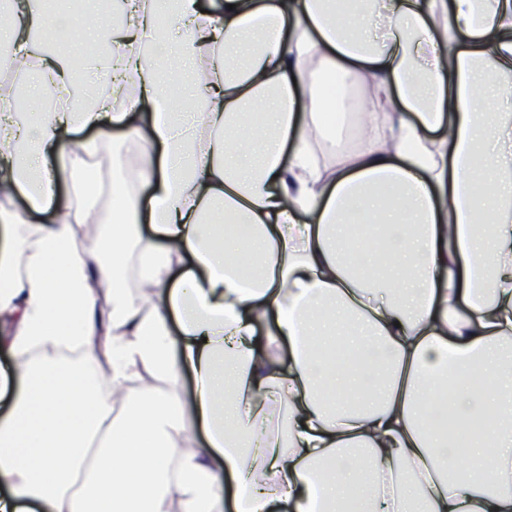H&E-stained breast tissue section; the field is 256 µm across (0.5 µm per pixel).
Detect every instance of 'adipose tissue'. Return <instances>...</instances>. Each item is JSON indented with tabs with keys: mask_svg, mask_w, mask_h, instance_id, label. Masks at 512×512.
I'll return each instance as SVG.
<instances>
[{
	"mask_svg": "<svg viewBox=\"0 0 512 512\" xmlns=\"http://www.w3.org/2000/svg\"><path fill=\"white\" fill-rule=\"evenodd\" d=\"M232 2L0 8V512H512V0Z\"/></svg>",
	"mask_w": 512,
	"mask_h": 512,
	"instance_id": "obj_1",
	"label": "adipose tissue"
}]
</instances>
